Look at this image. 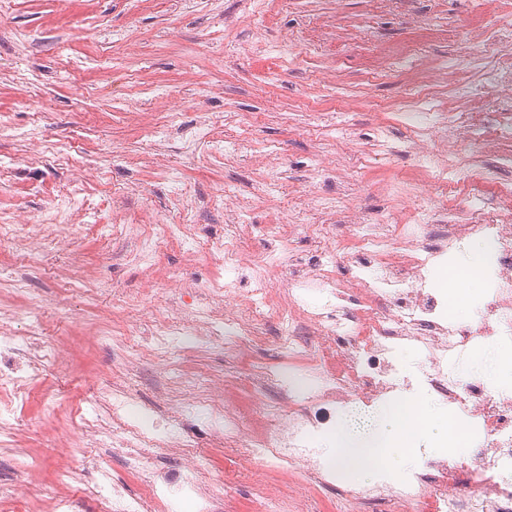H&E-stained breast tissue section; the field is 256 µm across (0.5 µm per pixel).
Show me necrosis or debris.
<instances>
[{
	"mask_svg": "<svg viewBox=\"0 0 512 512\" xmlns=\"http://www.w3.org/2000/svg\"><path fill=\"white\" fill-rule=\"evenodd\" d=\"M467 49L477 77L453 86L454 106H433L421 90L407 98L414 158L436 184L466 187L495 181L500 172L512 170V27L489 35L472 33ZM464 141L490 156L491 166L461 156L458 146ZM62 208L53 203L23 233L1 224L0 250L31 259L46 248L61 249L56 218ZM412 208V223L393 224L388 216H377L358 221L346 238L326 225H307L320 252L312 278L294 270L292 261L278 252L286 242L287 225H266L267 244L275 252L263 263L251 259L235 233L225 232L224 267L250 273L253 289L239 294L230 310L224 307L223 289H206L196 307L156 312L150 336L131 344L137 359L168 358L180 343L200 351L222 347L237 357L264 343L269 319L276 327L278 349L293 361L305 356L310 338H317L321 350L336 352L343 369L314 379L256 367L250 398L271 423L265 434L243 430L237 413L204 379L180 374L176 384L181 397L170 407L169 435L161 443L146 409L138 407L128 389L116 387L108 395L107 414L83 419L81 429L91 447L107 446L127 458L139 492H130L103 468L94 486L82 489L80 496L48 490L42 488L40 466L30 461L27 449L5 448L0 450V470L7 473L0 479V504L14 506L18 490L34 488L38 494L32 512H82L88 499L99 500L103 512H149L160 492L173 496L177 489L174 476L154 468L144 451L161 448L178 470L192 468L194 442L178 430L191 412L222 423L226 439L250 460L270 458L300 479L334 486L336 512H417L428 501L436 512H512V393L491 387L478 375L460 380L454 370L471 347L487 340L512 363V191L501 194L491 210L476 195L461 207L417 200ZM464 211L469 214L465 220L460 217ZM469 242L489 249L492 287L479 319L459 322L440 314L438 295L428 281L433 269ZM285 273L292 286L272 301L270 286ZM305 288L326 291L317 309L301 301ZM19 317L16 311L0 312V435L8 438L32 381L47 371L63 375L65 364L56 345L37 328L16 333ZM404 344L425 358L413 381L395 358ZM416 386L484 435L479 448L451 461L426 459L419 472L397 484L387 477L363 484L332 480L312 437L338 424L346 411L365 413L380 403L407 399ZM270 388L286 390L287 402L268 399Z\"/></svg>",
	"mask_w": 512,
	"mask_h": 512,
	"instance_id": "1",
	"label": "necrosis or debris"
}]
</instances>
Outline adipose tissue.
<instances>
[{
  "label": "adipose tissue",
  "instance_id": "adipose-tissue-1",
  "mask_svg": "<svg viewBox=\"0 0 512 512\" xmlns=\"http://www.w3.org/2000/svg\"><path fill=\"white\" fill-rule=\"evenodd\" d=\"M385 416L380 440L361 450L374 471H390L396 460V449L415 447L419 440L425 439L426 431L431 427L437 428L449 447L461 448L467 444L465 433L454 422L441 419L429 397L419 395L396 403L386 410Z\"/></svg>",
  "mask_w": 512,
  "mask_h": 512
}]
</instances>
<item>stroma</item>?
<instances>
[{
	"label": "stroma",
	"instance_id": "1",
	"mask_svg": "<svg viewBox=\"0 0 512 512\" xmlns=\"http://www.w3.org/2000/svg\"><path fill=\"white\" fill-rule=\"evenodd\" d=\"M510 23L512 0L485 9L475 0H281L269 14L263 0H0V225L36 223L45 200L63 199L71 240L62 256L49 251L28 261L0 252V304L19 303V283L45 311L68 312L53 334L71 346L73 369L34 381L16 432L19 446L42 460L46 479L54 477L48 429L80 441L89 383L131 329L149 334L152 313L189 303L179 278L250 287L247 274L225 273L223 254L205 246L224 232L225 200H237L235 232L260 262L262 223L330 224L346 237L352 226L337 221L336 207L352 198L404 224L411 214L398 191H421L428 202L473 191L493 200L501 183L512 185L508 173L440 193L400 152L413 131L398 119L412 86H426L447 106V84H427L428 72L453 59L461 76L473 77L467 35ZM257 36L291 41L294 52L252 54ZM156 125L184 135L161 140L151 132ZM382 125L391 148L374 156ZM212 135L242 139L240 154L213 156ZM60 150L72 166H58ZM171 168L179 180L168 177ZM138 224L187 225L197 251L164 239L158 263L145 267L136 257ZM116 292L143 304L122 309ZM285 364L269 341L240 358L179 349L164 361L118 366L112 379L128 382L136 401L155 403L164 416L177 397L170 369L222 378L225 404L258 431L262 422L242 391L254 366ZM182 429L195 442L199 472L223 478L217 512H269L277 495L287 498L288 512H336L335 498L302 490L297 476L240 463L206 417L186 416Z\"/></svg>",
	"mask_w": 512,
	"mask_h": 512
}]
</instances>
